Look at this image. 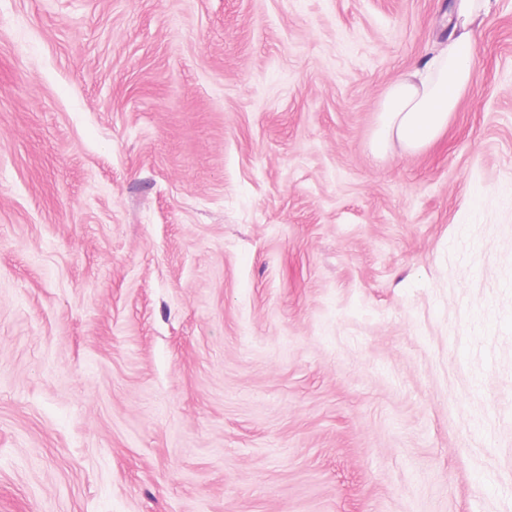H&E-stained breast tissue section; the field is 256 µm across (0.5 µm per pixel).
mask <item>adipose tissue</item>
Instances as JSON below:
<instances>
[{
	"label": "adipose tissue",
	"instance_id": "obj_1",
	"mask_svg": "<svg viewBox=\"0 0 512 512\" xmlns=\"http://www.w3.org/2000/svg\"><path fill=\"white\" fill-rule=\"evenodd\" d=\"M488 9L489 0H453L447 41L436 46L421 67L401 74L382 99L373 152L383 154L397 147L418 154L445 133L470 83L473 25Z\"/></svg>",
	"mask_w": 512,
	"mask_h": 512
}]
</instances>
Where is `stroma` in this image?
I'll list each match as a JSON object with an SVG mask.
<instances>
[{
	"label": "stroma",
	"instance_id": "obj_1",
	"mask_svg": "<svg viewBox=\"0 0 512 512\" xmlns=\"http://www.w3.org/2000/svg\"><path fill=\"white\" fill-rule=\"evenodd\" d=\"M0 0V512H512V0ZM448 11V40L435 47L421 67L401 74L380 103L372 150L398 146L418 154L448 129L457 102L471 79L475 47L473 24L487 13L490 0H453Z\"/></svg>",
	"mask_w": 512,
	"mask_h": 512
}]
</instances>
